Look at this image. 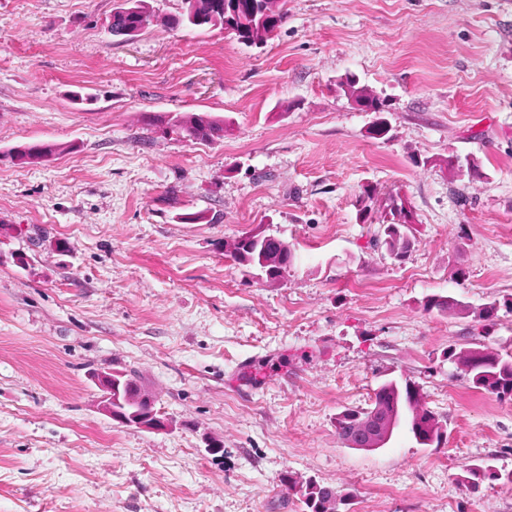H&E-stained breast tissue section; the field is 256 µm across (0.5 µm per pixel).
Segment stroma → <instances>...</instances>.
Returning a JSON list of instances; mask_svg holds the SVG:
<instances>
[{
  "label": "stroma",
  "instance_id": "obj_1",
  "mask_svg": "<svg viewBox=\"0 0 512 512\" xmlns=\"http://www.w3.org/2000/svg\"><path fill=\"white\" fill-rule=\"evenodd\" d=\"M114 4L0 0V152L62 147L0 159V512H300L288 474L351 493L346 512H512V487L456 481L512 470V401L448 358L512 353V0H285L259 48L160 21L116 41ZM349 74L385 101L387 137ZM202 113L223 139L158 127ZM394 198L414 221L400 263L373 245ZM258 232L294 248L286 278L232 259ZM433 295L473 311L425 310ZM247 358L256 380L233 385ZM114 372L166 430L102 411ZM391 378L439 447L337 439ZM16 148H23V152L18 155L17 157H21L25 159V162H23L20 165H30V164H37L41 163L42 161L46 160L50 156L56 154L60 151L58 147H55L54 145L44 144V143H32L22 146H17L15 148H11V152H13ZM17 157H15V160H17ZM365 410H345L336 417V435L346 447L351 448L352 442L356 444L354 429L360 417L366 415ZM465 476L457 477V481L470 490H476L484 481L499 482L502 485L512 484V471L500 472L491 466H472L465 469Z\"/></svg>",
  "mask_w": 512,
  "mask_h": 512
}]
</instances>
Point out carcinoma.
Wrapping results in <instances>:
<instances>
[{
	"instance_id": "obj_1",
	"label": "carcinoma",
	"mask_w": 512,
	"mask_h": 512,
	"mask_svg": "<svg viewBox=\"0 0 512 512\" xmlns=\"http://www.w3.org/2000/svg\"><path fill=\"white\" fill-rule=\"evenodd\" d=\"M154 18L152 6L147 0H120L112 10L109 26L112 37H119L124 30L138 29L141 18ZM286 19V12L277 8L272 12L264 9V0H186L183 11L165 20L171 29L191 27L205 29L214 26L232 28L238 32L237 38L246 44L262 35L269 39ZM351 96L365 112L383 111L380 99L366 94L356 87L353 80L347 81ZM173 127L183 137L202 142H212L224 137V120L210 115H193L178 119ZM59 152V148L32 143L23 146L20 157L25 164H37ZM392 221L383 225L382 236L377 239L387 254L398 261L403 260L410 248L406 224L409 211L405 204L392 200ZM236 262L259 269L274 279L280 271L293 266L295 253L288 242L274 236L256 233L245 238L233 253ZM425 307L441 313L462 314L470 311L465 303L451 296L434 295L427 299ZM448 357L456 362H472L467 373L472 387L499 399H512V354H500L485 348H465L458 352H448ZM119 385V401L112 403L115 412L129 421L146 411L154 409L153 402H145L134 377L124 373L112 374ZM371 407L387 416L390 431L406 430L415 443L431 447L441 443L444 429L435 415L420 406L419 392L410 384H400L396 380L383 382L376 390ZM364 410H345L336 417V435L345 446L355 442L354 429ZM464 487L476 490L485 481L512 484V471L500 472L490 466H472L465 469V475L457 478ZM288 489L299 494L302 512H339L341 505L350 498L348 493H339L330 487L309 480L304 489L297 488L293 479H288Z\"/></svg>"
}]
</instances>
